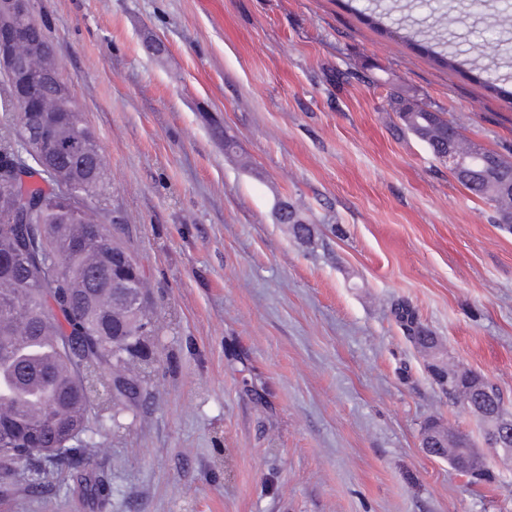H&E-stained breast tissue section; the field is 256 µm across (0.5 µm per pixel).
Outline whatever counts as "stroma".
<instances>
[{"label": "stroma", "instance_id": "obj_1", "mask_svg": "<svg viewBox=\"0 0 512 512\" xmlns=\"http://www.w3.org/2000/svg\"><path fill=\"white\" fill-rule=\"evenodd\" d=\"M494 10L35 0L166 326L149 409L87 435L106 497L51 477L0 512H512L511 463L473 485L422 448L428 418L479 424L390 314L409 302L512 406V231L384 98L414 93L512 160V40L458 22Z\"/></svg>", "mask_w": 512, "mask_h": 512}]
</instances>
